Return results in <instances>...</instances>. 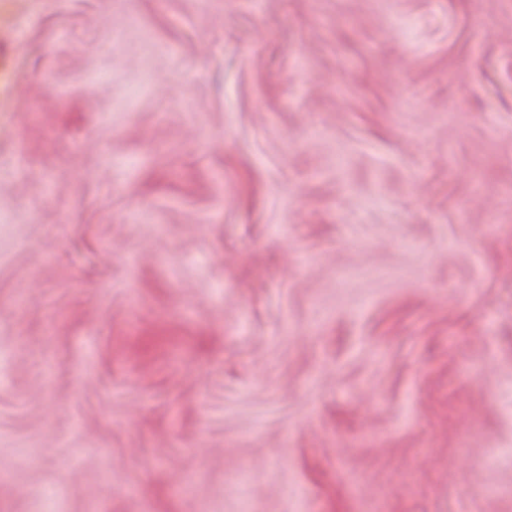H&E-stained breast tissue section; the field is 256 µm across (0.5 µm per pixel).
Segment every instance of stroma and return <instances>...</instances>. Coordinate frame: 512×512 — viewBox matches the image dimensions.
<instances>
[{"label":"stroma","instance_id":"1","mask_svg":"<svg viewBox=\"0 0 512 512\" xmlns=\"http://www.w3.org/2000/svg\"><path fill=\"white\" fill-rule=\"evenodd\" d=\"M0 512H512V0H0Z\"/></svg>","mask_w":512,"mask_h":512}]
</instances>
